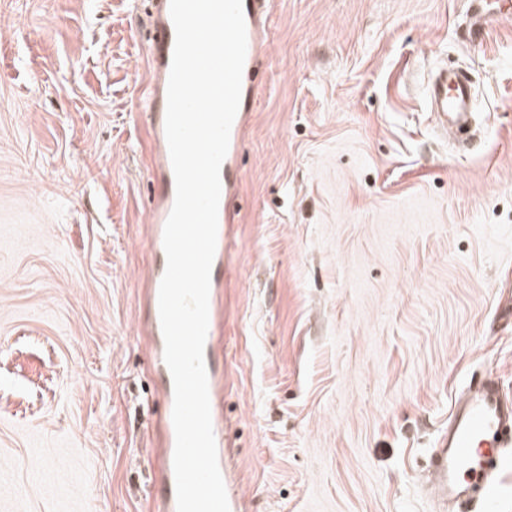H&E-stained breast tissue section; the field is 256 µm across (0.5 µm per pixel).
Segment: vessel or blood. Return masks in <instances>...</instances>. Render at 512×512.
<instances>
[{
  "instance_id": "obj_1",
  "label": "vessel or blood",
  "mask_w": 512,
  "mask_h": 512,
  "mask_svg": "<svg viewBox=\"0 0 512 512\" xmlns=\"http://www.w3.org/2000/svg\"><path fill=\"white\" fill-rule=\"evenodd\" d=\"M267 0H243L247 31L241 101L230 132L228 153L221 165V197L218 213L217 248L214 267L224 264L227 226L232 221L231 205L235 185L241 180L237 168L238 146L254 96V72L263 53V22ZM155 20L148 41L151 45V73L146 93L145 112L152 132L154 161L151 171L160 184L151 208L148 246L163 253V231L175 200V177L165 133L167 85L172 63L175 29L170 15V0H153ZM472 86L466 74L449 71L439 75L428 88V100L438 123L461 132L473 116ZM162 272L150 273L146 297L150 307L148 324L154 335H161L158 295ZM165 460L158 485L163 512H177L173 466L175 431L172 420L162 429ZM434 478L433 494L440 502L466 500L479 493L481 512H498V489L505 469L512 467V401L497 388L492 375L470 381L462 396L452 402L448 423L439 430L430 458Z\"/></svg>"
}]
</instances>
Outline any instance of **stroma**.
Instances as JSON below:
<instances>
[{
	"label": "stroma",
	"instance_id": "obj_1",
	"mask_svg": "<svg viewBox=\"0 0 512 512\" xmlns=\"http://www.w3.org/2000/svg\"><path fill=\"white\" fill-rule=\"evenodd\" d=\"M271 0L224 262L240 512H444L430 450L476 370L512 400V0ZM135 0H0V512H161L163 374ZM475 82L459 147L426 103Z\"/></svg>",
	"mask_w": 512,
	"mask_h": 512
}]
</instances>
